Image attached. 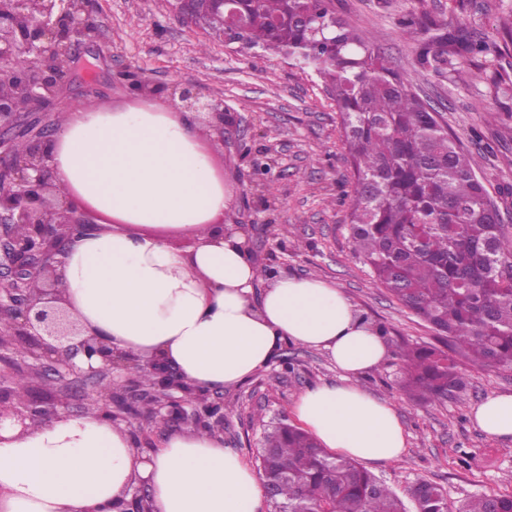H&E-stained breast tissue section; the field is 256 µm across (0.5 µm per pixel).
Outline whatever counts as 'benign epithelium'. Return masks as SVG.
I'll return each mask as SVG.
<instances>
[{"label":"benign epithelium","mask_w":512,"mask_h":512,"mask_svg":"<svg viewBox=\"0 0 512 512\" xmlns=\"http://www.w3.org/2000/svg\"><path fill=\"white\" fill-rule=\"evenodd\" d=\"M94 0H0V335L12 336L21 354L43 369V376H68L107 384L104 413H131L146 394L114 378L117 370L149 374L156 380L151 417L162 424L192 420L207 428L224 427V401L217 395L197 405L193 388L163 358L149 363L112 349L83 328L57 294L56 267L73 238L100 224L99 212L73 192L61 189L50 164L49 147L59 130L54 110L70 82L73 64L95 36ZM187 24L194 23L193 0H169ZM136 99L149 105L170 97L192 115L206 138H233L224 104L208 100L184 83L162 85L135 79ZM80 355L99 364L84 369ZM0 386V430L7 418L27 426L69 416L66 395L44 391L11 410Z\"/></svg>","instance_id":"7a95c632"}]
</instances>
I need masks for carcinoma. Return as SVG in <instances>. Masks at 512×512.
Wrapping results in <instances>:
<instances>
[{
    "label": "carcinoma",
    "instance_id": "carcinoma-1",
    "mask_svg": "<svg viewBox=\"0 0 512 512\" xmlns=\"http://www.w3.org/2000/svg\"><path fill=\"white\" fill-rule=\"evenodd\" d=\"M235 42L281 55L313 71L335 103L352 174L354 253L375 280L435 332L434 344L401 346V389L418 401L455 396L473 369L512 366V238L477 176L475 154L448 133L440 113L388 64L372 39L336 15L331 0H233ZM195 14L221 30L209 0ZM416 45L415 68L456 82L461 64L503 57L501 39L451 27L424 13L398 22ZM259 469L274 512H407L406 504L348 457L282 423L263 436ZM418 512H452L444 490L421 481ZM464 512H512V495L474 496Z\"/></svg>",
    "mask_w": 512,
    "mask_h": 512
}]
</instances>
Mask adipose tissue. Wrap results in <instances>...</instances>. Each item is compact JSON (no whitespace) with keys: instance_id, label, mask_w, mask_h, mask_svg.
Returning <instances> with one entry per match:
<instances>
[{"instance_id":"obj_1","label":"adipose tissue","mask_w":512,"mask_h":512,"mask_svg":"<svg viewBox=\"0 0 512 512\" xmlns=\"http://www.w3.org/2000/svg\"><path fill=\"white\" fill-rule=\"evenodd\" d=\"M54 172L110 216L76 239L59 294L89 333L141 360L163 357L206 392L233 390L268 367L283 343L326 352L339 379L305 391L296 418L326 448L397 462L407 436L389 401L358 379L390 350L339 288L282 275L258 288L260 269L234 225H213L232 204L208 149L182 112H81L56 136ZM154 226L181 231L188 255ZM473 425L512 438V394L488 396ZM146 486L150 512H256L263 479L220 437L178 431L140 455L123 425L101 414L7 430L0 437V512H118Z\"/></svg>"}]
</instances>
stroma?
<instances>
[{"label": "stroma", "mask_w": 512, "mask_h": 512, "mask_svg": "<svg viewBox=\"0 0 512 512\" xmlns=\"http://www.w3.org/2000/svg\"><path fill=\"white\" fill-rule=\"evenodd\" d=\"M335 9L395 67L413 71L415 46L402 35L398 18L412 13L495 35L512 0H333ZM100 36L96 86L101 110L124 112L133 104L124 71L147 74L156 83H190L224 103L244 133L246 149L213 143L214 168L224 171L235 201L228 224L249 225L252 256L262 268L293 276L322 277L340 288L358 313L381 326L389 349L433 342L434 333L406 311L354 254L349 226L352 174L332 100L312 72L278 55L239 50L219 36L184 24L168 0H96ZM512 84V52L491 68L476 58L463 64L456 83L436 75L418 86L443 117L449 133L480 149L479 173L512 233V92L499 95L495 82ZM281 370L271 363L224 394L225 447L257 466L263 425L296 424L292 408L310 388L338 378L318 350L284 343ZM401 369L389 358L360 378L372 396L393 403L408 439L403 460L367 464L399 496L424 479L443 487L454 512L476 495L512 494V439L491 438L472 423V407L492 394H512V368L467 370L468 386L455 398L418 402L398 388Z\"/></svg>", "instance_id": "35a3bbf8"}]
</instances>
